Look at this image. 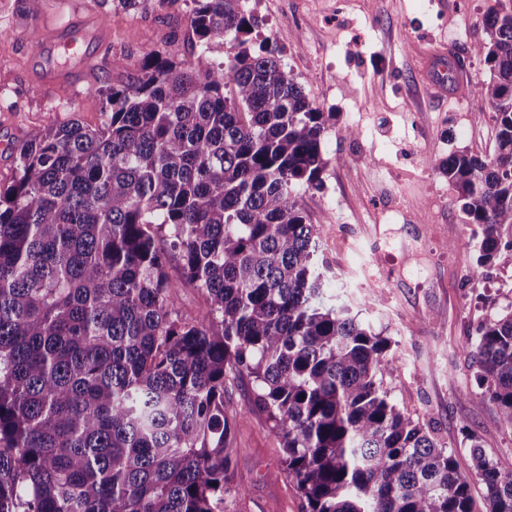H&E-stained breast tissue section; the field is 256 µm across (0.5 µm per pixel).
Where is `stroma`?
<instances>
[{"label": "stroma", "mask_w": 512, "mask_h": 512, "mask_svg": "<svg viewBox=\"0 0 512 512\" xmlns=\"http://www.w3.org/2000/svg\"><path fill=\"white\" fill-rule=\"evenodd\" d=\"M490 0H245L274 39L281 61L322 111L336 115L324 140L322 185L301 191L309 221L324 225L317 262L334 304L358 313L400 361L383 387L428 424L469 473L464 432L476 435L500 469L512 472V430L481 400L463 351L492 305L512 300V262L489 283L468 280L477 240L434 159L458 150L493 155L494 127L482 102L431 90L428 62L453 60L466 83L489 80L470 52ZM194 0H0V185L15 175V149L31 131L73 120L95 129L108 115L90 90L128 81L150 52L192 57ZM77 39L81 57L63 59ZM128 66L113 70V58ZM466 127L449 137L447 120ZM355 136H348L347 128ZM250 387L232 388L243 410L234 434L233 512H303L265 415L246 413Z\"/></svg>", "instance_id": "stroma-1"}]
</instances>
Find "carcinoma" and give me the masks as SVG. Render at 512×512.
Listing matches in <instances>:
<instances>
[{"label":"carcinoma","instance_id":"carcinoma-1","mask_svg":"<svg viewBox=\"0 0 512 512\" xmlns=\"http://www.w3.org/2000/svg\"><path fill=\"white\" fill-rule=\"evenodd\" d=\"M242 0H196V60L144 57L88 93L109 114L33 131L0 187V512H231L239 414L273 423L305 512H473L453 453L383 389L388 340L329 303L317 189L333 112L307 97ZM214 43L224 66L203 62ZM490 79L493 156L436 163L479 229L472 278L512 259V0L471 47ZM207 296L198 316L181 288ZM464 350L512 429V302ZM485 512H512V474L465 433Z\"/></svg>","mask_w":512,"mask_h":512}]
</instances>
